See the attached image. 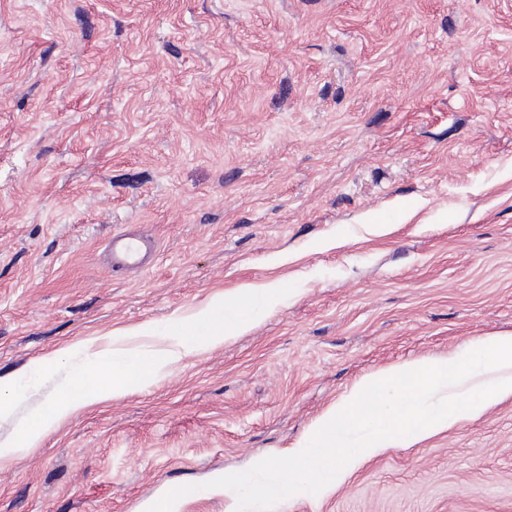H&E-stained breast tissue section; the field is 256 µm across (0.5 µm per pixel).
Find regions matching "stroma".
<instances>
[{
    "mask_svg": "<svg viewBox=\"0 0 512 512\" xmlns=\"http://www.w3.org/2000/svg\"><path fill=\"white\" fill-rule=\"evenodd\" d=\"M131 226L157 256L112 270ZM274 283L0 460V512H143L512 332V0H0V378ZM274 512H512V400Z\"/></svg>",
    "mask_w": 512,
    "mask_h": 512,
    "instance_id": "1",
    "label": "stroma"
}]
</instances>
